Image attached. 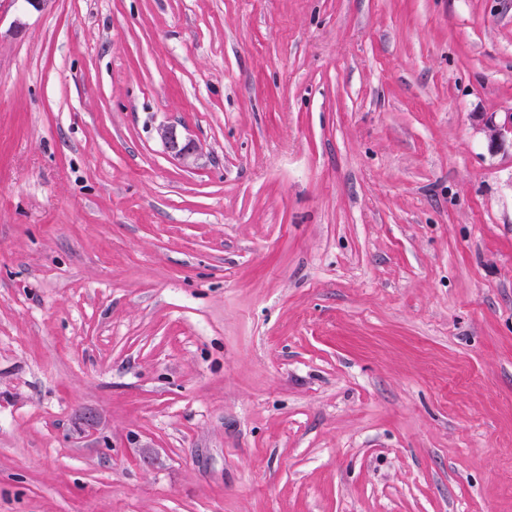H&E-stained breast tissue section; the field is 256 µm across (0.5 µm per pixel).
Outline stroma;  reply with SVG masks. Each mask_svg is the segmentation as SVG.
Masks as SVG:
<instances>
[{"label": "stroma", "mask_w": 512, "mask_h": 512, "mask_svg": "<svg viewBox=\"0 0 512 512\" xmlns=\"http://www.w3.org/2000/svg\"><path fill=\"white\" fill-rule=\"evenodd\" d=\"M493 112L512 0H0V512H512ZM160 136L168 151L183 164L193 162L197 146L194 141L184 138L175 127L167 126L160 130Z\"/></svg>", "instance_id": "stroma-1"}]
</instances>
